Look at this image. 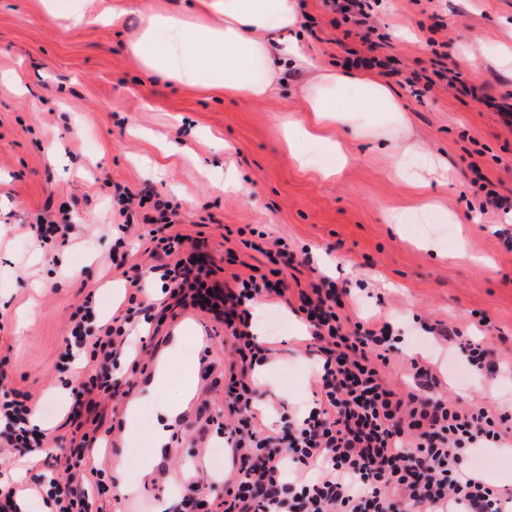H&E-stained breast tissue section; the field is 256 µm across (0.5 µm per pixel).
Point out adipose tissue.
<instances>
[{
    "instance_id": "1",
    "label": "adipose tissue",
    "mask_w": 512,
    "mask_h": 512,
    "mask_svg": "<svg viewBox=\"0 0 512 512\" xmlns=\"http://www.w3.org/2000/svg\"><path fill=\"white\" fill-rule=\"evenodd\" d=\"M193 7L199 19L190 23L176 8L161 13L150 0H117L112 20L138 13L141 30L130 51L145 74L195 89L261 101L275 93L285 63L309 69L302 98L310 122L285 133L302 166L333 176L346 160L339 143L314 135L310 125L352 123L357 133L376 136L405 126L406 107L389 85L369 73L315 67L302 54L299 0H195Z\"/></svg>"
}]
</instances>
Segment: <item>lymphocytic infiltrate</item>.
Masks as SVG:
<instances>
[{
    "label": "lymphocytic infiltrate",
    "mask_w": 512,
    "mask_h": 512,
    "mask_svg": "<svg viewBox=\"0 0 512 512\" xmlns=\"http://www.w3.org/2000/svg\"><path fill=\"white\" fill-rule=\"evenodd\" d=\"M185 242L181 234L167 235L151 253V271L166 295L156 314L130 306L103 321L89 296L74 312L55 363L61 374L78 363L84 370L65 409L68 476L1 483L0 512H25L33 498L46 512H91L86 485L104 489L109 481L96 461L107 438L92 412L98 397L117 388L118 360L132 369L141 362L134 319L149 326L165 320L172 307L190 305L224 324L238 360L228 370L232 423L224 428L232 471L216 480L221 493L211 500L212 512H512L471 464L478 448L512 431V414L383 385L379 368L395 350L390 336L360 325L347 331L345 304L326 275L298 292L297 310L321 355L317 397L300 417L281 418L277 429L265 432L254 376L273 350L251 334L249 307L261 294L287 302L288 287L281 278L259 283L238 275L229 286L209 283L210 268ZM36 405L31 392L0 386V447L28 466L47 468L51 439L30 425Z\"/></svg>",
    "instance_id": "1"
}]
</instances>
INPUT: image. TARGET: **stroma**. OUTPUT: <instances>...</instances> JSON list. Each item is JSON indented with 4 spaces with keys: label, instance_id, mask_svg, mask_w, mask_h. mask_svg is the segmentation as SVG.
Here are the masks:
<instances>
[{
    "label": "stroma",
    "instance_id": "stroma-1",
    "mask_svg": "<svg viewBox=\"0 0 512 512\" xmlns=\"http://www.w3.org/2000/svg\"><path fill=\"white\" fill-rule=\"evenodd\" d=\"M304 5L306 57L341 70L350 49L390 59L396 73L384 81L408 108L407 132L387 138L323 126L321 136L348 157L327 179L301 166L284 140L289 121L307 119L305 71H284L262 102L188 90L144 76L129 50L137 15L118 27L93 19L74 28L49 17L44 0H0V357L8 359V384L38 398L50 433L63 432L67 392L55 363L72 313L91 293L101 316L111 317L128 286L111 263L116 238L125 240L126 265L142 270L137 302L162 297L148 272L162 229L136 223L119 232L111 201L119 186L179 202L173 231L199 242L220 282L268 273L267 248L285 240L297 261L283 272L288 284L305 288L325 273L343 290L350 322L385 324L398 338L385 383L403 386L408 358L424 357L447 376L441 394L512 407V374L503 370L512 363V0H374L368 29L326 0ZM451 69L461 83H448ZM414 76L429 83L419 98L406 83ZM406 139L447 165L446 183L422 192L397 176L394 146ZM231 168L246 193L225 190L221 176ZM428 196L436 203L430 213L422 209ZM391 210L405 212L406 223H386ZM64 215L69 234L39 247L31 224ZM245 229L264 232L259 249L243 245ZM263 312L277 353L260 404L291 416L314 398L319 354L307 349L300 317L281 306ZM448 327L488 349L496 372L470 366L458 342L439 336ZM179 331L170 370L158 369L154 348ZM151 345L142 370L120 373L134 385L157 376L140 417L124 416L121 399H102L98 408L109 455L125 457L127 470L113 474L108 493L90 491L97 512H181L182 495L206 497L211 475L231 467L221 432L224 370L234 353L223 325L178 308ZM195 381L200 396L188 427L167 433L166 481L142 496L152 464L136 445L121 444L123 430L149 435L166 421L161 405L182 406ZM124 482L137 494L118 498Z\"/></svg>",
    "mask_w": 512,
    "mask_h": 512
}]
</instances>
